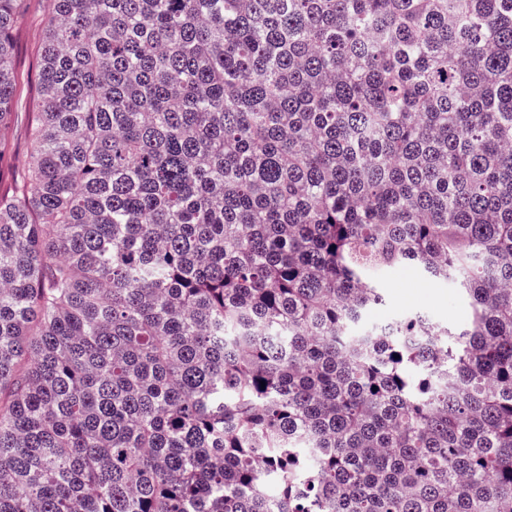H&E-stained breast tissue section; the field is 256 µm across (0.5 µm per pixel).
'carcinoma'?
<instances>
[{
    "label": "carcinoma",
    "instance_id": "1",
    "mask_svg": "<svg viewBox=\"0 0 512 512\" xmlns=\"http://www.w3.org/2000/svg\"><path fill=\"white\" fill-rule=\"evenodd\" d=\"M39 88L0 512H512V0H52ZM384 305L366 312L363 326L421 315L440 326L460 328L472 316L469 297L452 280L437 282L411 268L384 271L375 279Z\"/></svg>",
    "mask_w": 512,
    "mask_h": 512
}]
</instances>
